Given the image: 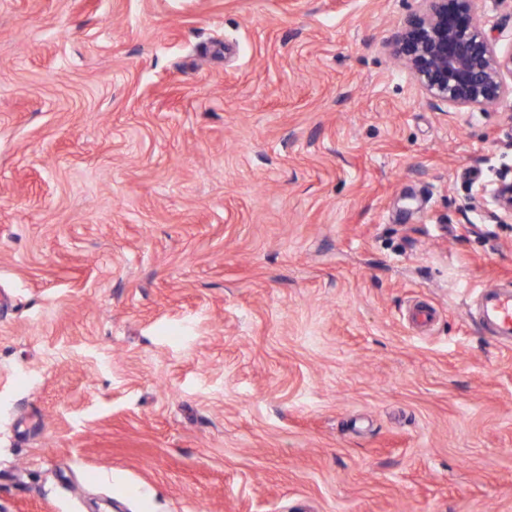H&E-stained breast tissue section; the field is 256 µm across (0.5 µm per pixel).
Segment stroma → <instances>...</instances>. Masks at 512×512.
<instances>
[{"label": "stroma", "mask_w": 512, "mask_h": 512, "mask_svg": "<svg viewBox=\"0 0 512 512\" xmlns=\"http://www.w3.org/2000/svg\"><path fill=\"white\" fill-rule=\"evenodd\" d=\"M417 8L0 0V512H512V99ZM418 13L393 50L431 101L486 109L512 96V46L505 49L473 18L475 0H418ZM510 77V82L506 80ZM476 314L486 329L494 336L512 339V291H491Z\"/></svg>", "instance_id": "1"}]
</instances>
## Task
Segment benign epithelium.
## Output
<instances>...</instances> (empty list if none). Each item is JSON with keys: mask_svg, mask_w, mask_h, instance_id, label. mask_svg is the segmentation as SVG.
<instances>
[{"mask_svg": "<svg viewBox=\"0 0 512 512\" xmlns=\"http://www.w3.org/2000/svg\"><path fill=\"white\" fill-rule=\"evenodd\" d=\"M418 13L393 50L430 100L454 109H486L512 96V46L505 49L473 18L475 0H418ZM512 214V183L495 189Z\"/></svg>", "mask_w": 512, "mask_h": 512, "instance_id": "7a95c632", "label": "benign epithelium"}]
</instances>
